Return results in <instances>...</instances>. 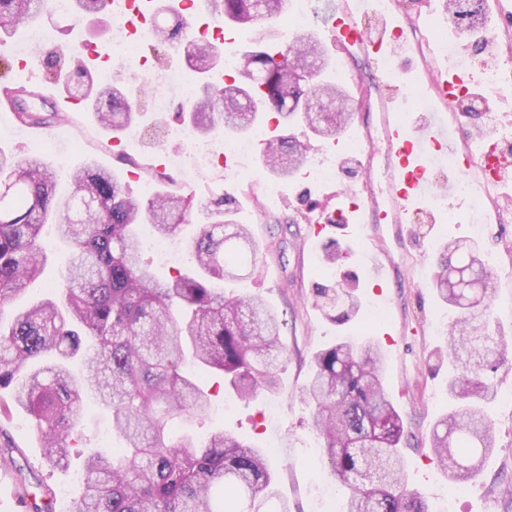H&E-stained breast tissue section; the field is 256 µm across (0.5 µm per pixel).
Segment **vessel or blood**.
I'll return each mask as SVG.
<instances>
[{
  "mask_svg": "<svg viewBox=\"0 0 512 512\" xmlns=\"http://www.w3.org/2000/svg\"><path fill=\"white\" fill-rule=\"evenodd\" d=\"M364 0H337L330 9L323 29L336 53L337 59H345L350 50L374 59L377 74L376 85L390 90L399 81V74L391 61L385 59L382 47L388 37L399 38L405 33L403 26L394 24L396 0H381L379 4L380 27L372 33L362 26ZM113 17L123 19L130 30L147 25V11L138 0H112ZM426 72L431 88H439L449 96L463 90L460 78H448L446 70L438 66L436 59H428ZM394 96L379 98L378 125L385 144L388 160L385 193H377L372 178L371 151H361L356 164L362 169L361 178L352 184V191L361 194L368 206L356 219L357 224L374 236H381L378 217H385L392 226L395 238H402L403 224L409 212L418 210L434 184L417 147L423 143L435 146L447 144L453 130L434 120L418 122L412 115H399L393 103ZM462 178H474L487 190H495L512 184V149L490 146L482 149L476 160L466 162L460 170Z\"/></svg>",
  "mask_w": 512,
  "mask_h": 512,
  "instance_id": "obj_1",
  "label": "vessel or blood"
}]
</instances>
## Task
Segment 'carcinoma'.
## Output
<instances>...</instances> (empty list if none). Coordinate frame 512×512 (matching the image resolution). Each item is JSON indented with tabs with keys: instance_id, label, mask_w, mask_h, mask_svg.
<instances>
[{
	"instance_id": "cac0c4a2",
	"label": "carcinoma",
	"mask_w": 512,
	"mask_h": 512,
	"mask_svg": "<svg viewBox=\"0 0 512 512\" xmlns=\"http://www.w3.org/2000/svg\"><path fill=\"white\" fill-rule=\"evenodd\" d=\"M224 19L251 29L281 15L285 0H211ZM44 0H0V36L37 21ZM71 11L97 19L111 31L107 0H71ZM443 13L462 34L483 27L485 0H446ZM156 42L181 48L201 82L193 111L181 113L201 136L218 128L247 134L265 115L277 124L303 126L334 138L352 118L343 86L317 81L326 65L321 43L308 34L286 42H258L238 57L230 83L210 80L221 61L219 46L183 39V22H153ZM55 82L64 98L92 105L115 133L138 120L117 85L95 83L81 60H57ZM0 107L21 123L47 126L61 116L50 89L24 85L0 90ZM40 100L50 111L29 106ZM309 160V144L293 134L265 140L261 162L281 178ZM58 174L39 156L0 150V316L26 294L47 264L43 228L51 226L68 252L58 287L0 320V413L28 412L44 459L60 465L71 436L90 409L109 413L120 448L87 451L83 492L74 512H289L277 497L264 450L222 429L202 442L176 434L174 426L206 415L210 395L200 380L216 375L241 399L279 386L282 349L276 312L260 297L234 295L225 285L256 264L257 244L235 219L236 198L212 196L198 206L189 241L193 270L157 278L141 262L138 228L147 224L168 238L182 233L191 202L171 191L146 201L126 195L117 175L95 161L69 174L71 194L56 191ZM434 285L439 298L458 309L448 332L452 406L433 431L436 456L448 480L471 479L475 457L492 449L485 379L508 354L509 344L489 332L487 290L491 268L477 247L448 241L438 252ZM349 271L337 282L345 324L361 310ZM385 355L370 340L342 339L317 351L302 395L311 408L332 475L346 499L342 512H429L408 488L401 445L403 420L383 387Z\"/></svg>"
}]
</instances>
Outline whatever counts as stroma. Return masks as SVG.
Masks as SVG:
<instances>
[{
    "label": "stroma",
    "instance_id": "35a3bbf8",
    "mask_svg": "<svg viewBox=\"0 0 512 512\" xmlns=\"http://www.w3.org/2000/svg\"><path fill=\"white\" fill-rule=\"evenodd\" d=\"M443 0H400L398 22L411 27L421 22L431 32L429 46L437 55L456 47L460 56L475 63L492 62L498 50L472 45L457 35L455 28L441 23ZM49 38L48 53L42 56L35 85L52 75L51 52L66 56L82 55L90 46L100 52L110 48V38L101 36L93 17L60 14L46 10L35 23L21 27L16 41L36 33ZM386 54L402 69L396 104L412 106L414 113L447 114L448 104L434 93L419 96L426 86V66L413 38L389 43ZM96 80L116 82L141 112L139 125L120 135L102 126L94 112L82 110L63 115L66 135L62 142L44 140L33 134L0 136V149L18 155L38 154L60 174L58 191L68 195L71 185L67 173L85 160H96L116 172L125 191L146 199L158 187L199 201L206 192L230 193L238 198L240 223L246 224L257 242L258 269L255 275L236 283L235 290L260 295L283 322L279 357L281 383L277 392L255 399L236 400L232 413L217 418L211 415L192 426L198 437L221 427L233 431L255 446L277 451L269 458L277 490L287 501L290 512H328L319 495L322 483L331 482L330 471L322 459L320 440L311 425V409L302 391L311 373L314 352L349 336L354 340L372 339L382 348L386 362L384 386L389 399L402 417L405 444L402 448L405 473L410 489L418 492L431 512H512V353L500 362L490 380L496 394L491 408L494 448L480 472L464 483L463 491L453 494L449 482L437 465L432 434L439 417L448 410V364L441 356L446 348V332L456 313L440 301L433 286L435 257L449 240L476 244L493 263L496 276L488 293L491 298L492 332L512 336V204L503 206L481 232H474L468 200L455 196L447 207L409 213L406 225L411 239L406 246L389 243L393 270L382 283L365 273L362 255L371 254L374 243L367 231L355 224H333L315 233L319 211H308V202H329L342 207L341 189L354 181V174L337 171L336 178L322 182L301 176L275 179L259 160L262 141L269 128L260 125L248 137L251 153L243 157L240 172L216 168L202 177L187 174L188 158L177 133L181 128L177 113L194 98L199 78L189 73L186 93L172 94L165 111H156L146 88L144 75L135 66L107 61L94 67ZM483 100L476 112L456 116L450 124L456 131L457 147H464L477 131L487 132L488 142L512 145V92L474 85ZM163 172L164 185H157L155 172ZM276 182L279 197L265 210L253 209L250 190H262ZM351 247L345 264L359 278L357 294L362 301L359 314L344 325H336L326 315V303L314 293L316 284L336 283V270L323 261L331 244ZM8 431L0 446L9 445L11 465L0 468V512H28L20 501L23 489L48 486L59 512H72L81 494L76 483L83 465V451L106 446L103 436L110 425L107 412L93 410L81 433L79 448L73 449L67 465L51 466L42 455L40 444L26 412L12 408L0 422Z\"/></svg>",
    "mask_w": 512,
    "mask_h": 512
}]
</instances>
